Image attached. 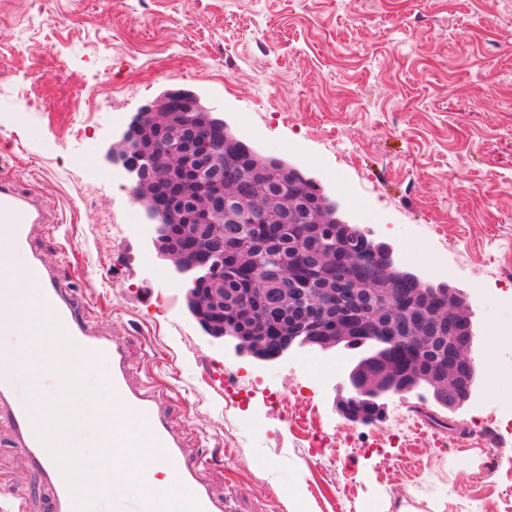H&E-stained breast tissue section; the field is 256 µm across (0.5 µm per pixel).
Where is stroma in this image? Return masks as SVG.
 Instances as JSON below:
<instances>
[{
  "mask_svg": "<svg viewBox=\"0 0 512 512\" xmlns=\"http://www.w3.org/2000/svg\"><path fill=\"white\" fill-rule=\"evenodd\" d=\"M199 93L261 152L315 177L341 217L497 329L489 385L435 424L420 393L370 425L335 388L356 356L261 363L205 335L190 283L150 250L101 159L163 90ZM50 208L33 247L123 342L232 512H512V434L460 442L512 406V0H0V178ZM0 424V492L51 491Z\"/></svg>",
  "mask_w": 512,
  "mask_h": 512,
  "instance_id": "35a3bbf8",
  "label": "stroma"
}]
</instances>
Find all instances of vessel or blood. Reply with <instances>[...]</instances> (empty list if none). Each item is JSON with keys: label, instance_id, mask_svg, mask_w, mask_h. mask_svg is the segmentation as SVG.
<instances>
[{"label": "vessel or blood", "instance_id": "b4317fda", "mask_svg": "<svg viewBox=\"0 0 512 512\" xmlns=\"http://www.w3.org/2000/svg\"><path fill=\"white\" fill-rule=\"evenodd\" d=\"M46 209V200L20 193L12 180H0V239L9 245L7 251H0V264L12 265L14 254L25 255L21 271L28 286V297L37 299L43 311L56 316L76 345L98 355L108 364L103 378L108 382L119 410L113 419V438H120L123 423L132 419L145 421L151 438L167 460L180 463L175 472V484L189 491L202 512H225L227 503L210 491L202 474L201 461L185 458L182 442L169 416L156 406L146 391L130 385V364L124 344L97 332L91 318L78 310L72 295L59 287L52 264L33 251L32 229L41 222ZM38 358V353L25 344L0 360V422L8 424L19 453L52 488V512H80L60 467L55 465L49 449L38 438L44 411L38 404L36 393L43 390L45 378L32 375L28 369L29 362Z\"/></svg>", "mask_w": 512, "mask_h": 512}]
</instances>
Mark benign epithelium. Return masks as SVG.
Instances as JSON below:
<instances>
[{
  "mask_svg": "<svg viewBox=\"0 0 512 512\" xmlns=\"http://www.w3.org/2000/svg\"><path fill=\"white\" fill-rule=\"evenodd\" d=\"M239 144L217 107L193 90L169 88L103 153L108 165L132 176L131 195L152 220L148 243L157 258L190 275L187 308L204 334L260 362L276 361L294 345L321 352L372 345L336 384V410L354 423L376 422L387 400L421 387L443 412L464 408L487 381L470 294L398 265L391 244L337 216L316 178L250 145L254 166L278 169L291 192L260 199L245 190L233 153ZM226 224L263 235L279 228L305 244L268 257L265 279L275 284L283 313L271 335L250 308L258 289L224 293ZM321 235L336 247L318 249ZM260 251L237 246V265L255 267Z\"/></svg>",
  "mask_w": 512,
  "mask_h": 512,
  "instance_id": "7a95c632",
  "label": "benign epithelium"
}]
</instances>
